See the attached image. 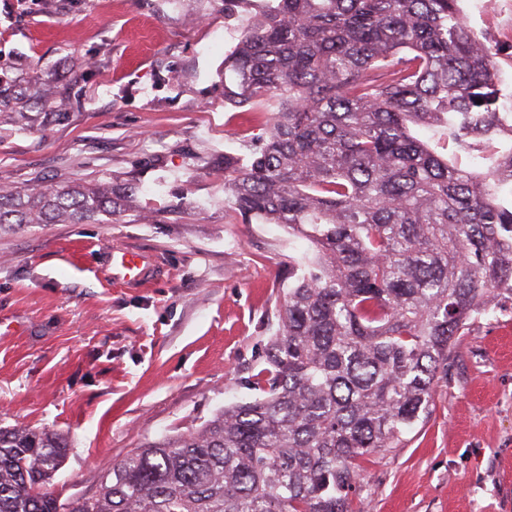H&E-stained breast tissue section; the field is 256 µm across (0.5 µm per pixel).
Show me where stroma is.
<instances>
[{
    "instance_id": "obj_1",
    "label": "stroma",
    "mask_w": 512,
    "mask_h": 512,
    "mask_svg": "<svg viewBox=\"0 0 512 512\" xmlns=\"http://www.w3.org/2000/svg\"><path fill=\"white\" fill-rule=\"evenodd\" d=\"M500 46L512 85V0H462ZM245 20L222 0H0V75L61 78L64 116L0 125V184L132 179L139 205L96 224L0 230V424L49 429L69 450L52 488L92 493L102 465L249 400L303 242L232 222L213 170L248 155L265 114L225 105L219 71ZM22 70H14L15 58ZM155 256L132 288L108 250ZM367 512H512V300L459 337L433 410L363 472Z\"/></svg>"
}]
</instances>
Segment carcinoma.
Masks as SVG:
<instances>
[{
	"mask_svg": "<svg viewBox=\"0 0 512 512\" xmlns=\"http://www.w3.org/2000/svg\"><path fill=\"white\" fill-rule=\"evenodd\" d=\"M460 2L224 0L249 14L224 103L269 112L248 157L224 155V211L309 245L288 260L254 396L134 449L67 503L50 486L66 440L0 427V512H365L362 463L404 447L456 338L512 297V87ZM57 84L0 85V117L39 105L46 126ZM416 127L442 128L453 154ZM475 150L483 170L457 164ZM140 191L0 185V228L98 221Z\"/></svg>",
	"mask_w": 512,
	"mask_h": 512,
	"instance_id": "cac0c4a2",
	"label": "carcinoma"
}]
</instances>
